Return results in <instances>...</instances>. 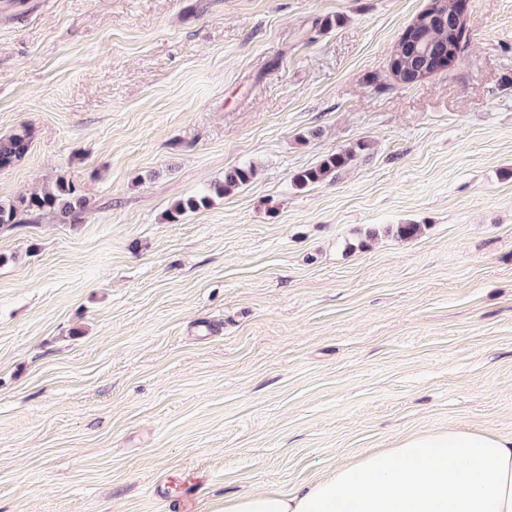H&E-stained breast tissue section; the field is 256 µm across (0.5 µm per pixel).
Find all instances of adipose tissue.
I'll return each instance as SVG.
<instances>
[{
	"instance_id": "obj_1",
	"label": "adipose tissue",
	"mask_w": 512,
	"mask_h": 512,
	"mask_svg": "<svg viewBox=\"0 0 512 512\" xmlns=\"http://www.w3.org/2000/svg\"><path fill=\"white\" fill-rule=\"evenodd\" d=\"M224 512H512V435L414 432L290 491L227 498Z\"/></svg>"
}]
</instances>
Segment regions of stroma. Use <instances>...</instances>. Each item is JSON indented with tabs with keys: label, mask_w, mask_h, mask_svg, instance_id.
<instances>
[{
	"label": "stroma",
	"mask_w": 512,
	"mask_h": 512,
	"mask_svg": "<svg viewBox=\"0 0 512 512\" xmlns=\"http://www.w3.org/2000/svg\"><path fill=\"white\" fill-rule=\"evenodd\" d=\"M427 3L0 0V136L31 141L0 200L89 201L0 224V512H222L411 432L512 434V0H466L463 55L402 85ZM390 68L403 75V81L405 82L403 85H414L422 81L409 83L418 75L419 62L402 41L399 42L398 48L391 59ZM353 151L343 150L327 155L318 166L301 170L294 174L293 182L296 186L306 187L336 177V173L353 160ZM255 175L256 169L251 165L231 169L224 175V183L215 187L216 193L223 194L228 188L246 185ZM88 207L86 197L73 181L60 179L52 189L42 193L0 200V224H23L24 216L53 215L57 221L75 218Z\"/></svg>",
	"instance_id": "1"
}]
</instances>
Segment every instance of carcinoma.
I'll use <instances>...</instances> for the list:
<instances>
[{
	"instance_id": "carcinoma-1",
	"label": "carcinoma",
	"mask_w": 512,
	"mask_h": 512,
	"mask_svg": "<svg viewBox=\"0 0 512 512\" xmlns=\"http://www.w3.org/2000/svg\"><path fill=\"white\" fill-rule=\"evenodd\" d=\"M465 26L460 22L455 25L446 24L437 31V41L441 48L452 49L453 57H458L463 48ZM390 68L403 75V81L408 83L418 75L419 62L408 50L404 42H399L398 48L391 59ZM30 149V137L26 131L0 137V169L9 168L22 161ZM351 150H343L326 156L319 165L301 170L294 174L293 182L299 187L323 182L333 178L353 160ZM256 175L253 166L237 167L224 175V183L215 187L216 193L240 187L251 181ZM209 202L207 196H195L177 202L168 212L172 221L188 211H196ZM88 207L86 197L81 193L77 184L70 180L61 179L51 189L41 193L21 196L13 200H0V224H23L27 216L53 215L57 221L65 222L76 217Z\"/></svg>"
}]
</instances>
